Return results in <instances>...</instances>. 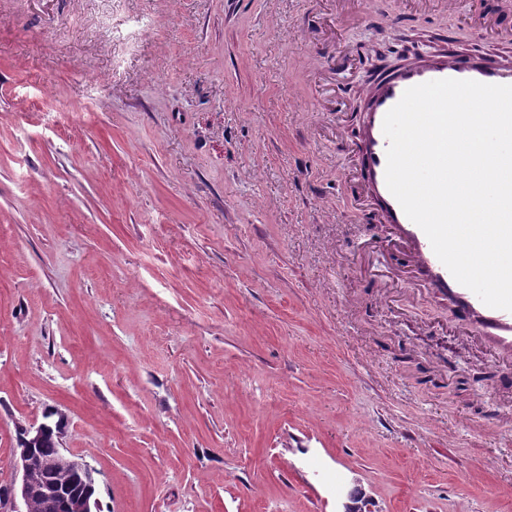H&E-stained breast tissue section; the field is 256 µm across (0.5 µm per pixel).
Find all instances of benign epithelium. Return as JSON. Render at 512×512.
Instances as JSON below:
<instances>
[{"label": "benign epithelium", "instance_id": "obj_1", "mask_svg": "<svg viewBox=\"0 0 512 512\" xmlns=\"http://www.w3.org/2000/svg\"><path fill=\"white\" fill-rule=\"evenodd\" d=\"M56 430V448L53 455L37 453L45 435ZM19 477L10 485L7 497L0 501V512H30L33 501L43 503L47 512L62 508L65 512H99L95 497L96 470L85 458L63 447V423L48 416L39 424L21 428L18 448L15 449ZM48 471L76 473L81 477L82 489L70 492L58 484L44 480Z\"/></svg>", "mask_w": 512, "mask_h": 512}]
</instances>
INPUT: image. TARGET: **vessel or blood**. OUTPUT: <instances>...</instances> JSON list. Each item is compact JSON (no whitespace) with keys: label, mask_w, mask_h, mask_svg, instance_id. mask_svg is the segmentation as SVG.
Here are the masks:
<instances>
[{"label":"vessel or blood","mask_w":512,"mask_h":512,"mask_svg":"<svg viewBox=\"0 0 512 512\" xmlns=\"http://www.w3.org/2000/svg\"><path fill=\"white\" fill-rule=\"evenodd\" d=\"M453 78L486 84H512V67L449 50L425 61L380 69L363 115V135L354 144L355 168L379 223L391 225L408 243L417 272L430 288L459 310L473 327L503 354L512 355V312L486 306L471 290L459 284L435 255L422 229L403 212L389 191L386 179L388 141L383 133L386 113L409 87L432 80Z\"/></svg>","instance_id":"vessel-or-blood-1"}]
</instances>
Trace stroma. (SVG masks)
<instances>
[{
    "label": "stroma",
    "mask_w": 512,
    "mask_h": 512,
    "mask_svg": "<svg viewBox=\"0 0 512 512\" xmlns=\"http://www.w3.org/2000/svg\"><path fill=\"white\" fill-rule=\"evenodd\" d=\"M505 29L512 0H0V487L58 411L100 512H512V369L344 145L376 67Z\"/></svg>",
    "instance_id": "stroma-1"
}]
</instances>
